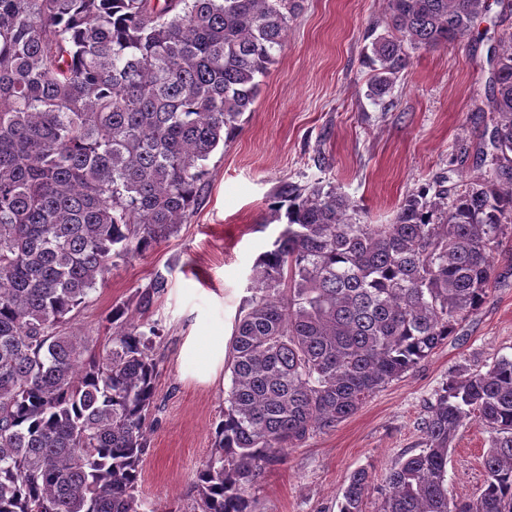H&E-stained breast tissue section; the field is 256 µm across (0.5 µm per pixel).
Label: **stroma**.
I'll list each match as a JSON object with an SVG mask.
<instances>
[{"instance_id":"1","label":"stroma","mask_w":512,"mask_h":512,"mask_svg":"<svg viewBox=\"0 0 512 512\" xmlns=\"http://www.w3.org/2000/svg\"><path fill=\"white\" fill-rule=\"evenodd\" d=\"M385 30L383 0H303L253 111L242 116L237 136L206 160L194 213L153 251L119 262L72 313L80 332L104 341L112 307L135 303L156 275L168 280L143 316L163 330L138 485L145 512H190L197 496L195 474L211 451L231 375L222 370L216 380L198 379L180 352L204 327L232 334L252 267L280 230L270 211L278 183L333 185L365 208L370 223L389 224L402 200L436 177L468 183L491 148V50L512 34V15L491 0L471 34L412 53L390 92L375 100L368 35ZM492 256L480 308L356 414L268 466L250 491L254 512H338L341 490L359 469L372 482L366 512H377L397 456L419 452L418 423L449 370L512 357V230ZM494 437L473 423L459 427L448 457L450 497L479 495L483 455Z\"/></svg>"}]
</instances>
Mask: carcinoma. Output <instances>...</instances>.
<instances>
[{
  "mask_svg": "<svg viewBox=\"0 0 512 512\" xmlns=\"http://www.w3.org/2000/svg\"><path fill=\"white\" fill-rule=\"evenodd\" d=\"M302 0H0V512H142L156 326L112 308L92 348L67 315L119 260L176 234L204 161L234 139ZM371 42L384 94L410 52L471 32L487 0H385ZM488 174L434 181L391 224L348 196L283 181L286 223L255 263L228 344L231 384L193 512H253L265 467L355 414L432 355L487 295L512 225V35L495 52ZM496 433L475 499L448 496L455 432ZM423 448L388 471L378 512H512V357L448 374ZM353 472L339 512H364Z\"/></svg>",
  "mask_w": 512,
  "mask_h": 512,
  "instance_id": "carcinoma-1",
  "label": "carcinoma"
}]
</instances>
